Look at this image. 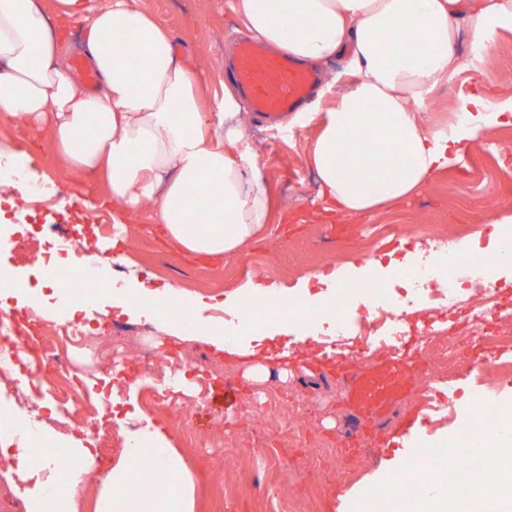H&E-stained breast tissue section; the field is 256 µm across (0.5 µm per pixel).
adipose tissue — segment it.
Here are the masks:
<instances>
[{
  "instance_id": "1",
  "label": "adipose tissue",
  "mask_w": 512,
  "mask_h": 512,
  "mask_svg": "<svg viewBox=\"0 0 512 512\" xmlns=\"http://www.w3.org/2000/svg\"><path fill=\"white\" fill-rule=\"evenodd\" d=\"M232 8L252 41L298 64L321 65L350 53L354 81L324 113L307 154L322 197L346 215L409 199L436 173L462 164L479 136L512 123V97L489 100L466 91L458 95L454 121L424 122L438 87L460 67L480 71L479 62L463 65L456 57L460 29H469L478 50L489 49L501 32L512 31V0H232ZM75 19L85 25L84 55L96 74L90 91L65 66ZM114 33L137 41L142 66H131L112 45ZM240 114L232 89L221 100L207 98L199 75L177 55L172 33L139 0H58L52 20L37 0H0V123L48 131L59 164L106 180V207L128 214L152 206L166 236L185 253L218 259L240 252L270 220L272 196L243 133L224 131ZM364 134L386 141L390 157L345 165L344 143ZM202 211L209 224L204 232L197 224ZM495 223L485 246L472 235L385 265L353 257L320 275L316 293L306 276L290 285L247 281L225 295L231 319L223 323L187 327L170 311L181 303L179 293L136 277L88 301L63 297L59 304L72 316L92 305L105 315L117 309L146 318L176 337L209 344L255 380L272 365L287 371L292 361L288 351L265 350L261 337L250 334L255 299H264L276 326L285 327L353 289L397 280L411 269L424 268L431 283L443 284L449 260L458 255L471 260L480 277L512 279V213ZM33 436L44 454L11 453ZM124 438L125 455L150 459L168 491L131 493L134 476L120 461L102 483L96 512H194L192 478L167 432L149 424ZM0 452L9 457L27 512H58L60 498L93 472V452L82 440L33 427L11 406H0ZM64 455L71 469L61 467Z\"/></svg>"
}]
</instances>
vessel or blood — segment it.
Returning <instances> with one entry per match:
<instances>
[{
  "instance_id": "obj_1",
  "label": "vessel or blood",
  "mask_w": 512,
  "mask_h": 512,
  "mask_svg": "<svg viewBox=\"0 0 512 512\" xmlns=\"http://www.w3.org/2000/svg\"><path fill=\"white\" fill-rule=\"evenodd\" d=\"M235 79L248 97L254 115L280 120L305 104L318 77L313 71L297 67L285 57L243 42L237 50ZM407 388L406 374L385 361L351 374L348 396L356 405L374 411L384 408Z\"/></svg>"
}]
</instances>
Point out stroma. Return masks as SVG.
I'll return each mask as SVG.
<instances>
[{"label": "stroma", "mask_w": 512, "mask_h": 512, "mask_svg": "<svg viewBox=\"0 0 512 512\" xmlns=\"http://www.w3.org/2000/svg\"><path fill=\"white\" fill-rule=\"evenodd\" d=\"M142 6L168 27L178 52L208 85L221 94L224 53L243 39L242 26L230 0H141ZM325 89L311 102L303 118L276 129L263 120L247 119V135L255 145V163L276 201L271 224L261 239L242 252L212 260L186 254L167 240L150 208L125 215L127 247L121 278L152 279L188 299H204L208 317L224 315L218 301L247 279L291 284L304 275L342 265L359 253L388 262L391 256L415 252L421 244H445L469 230L488 242L495 211L512 210V125L477 138L462 165L435 175L427 187L404 203L385 205L363 215L342 216L326 210L318 183L307 164L308 146L323 112L352 81L348 56L324 66ZM468 91L492 100L512 97V32H503L489 50L480 76L457 74L433 94L427 117L438 123L452 120L456 96ZM0 141L32 155L38 171L52 183L51 193L7 208L10 233L0 236V266L10 272L32 270L33 262L19 250L23 235L48 222L84 224L94 229L101 246L113 239L110 210L97 202L107 192L94 175H75L58 167L47 132L31 134L0 124ZM404 228L395 239L384 227ZM491 288L496 308L477 313L475 289L461 284L464 304L455 310H431L422 289L398 282L381 284L374 312L350 306L338 350L353 368L370 366L372 352L391 333H399V358L411 370L407 395L397 397L380 412H366L350 401L348 382L327 365L291 367L288 375L270 368L261 384L248 383L243 370L226 364L203 342L169 337L158 325L94 308L77 313L96 333L108 335L112 323L130 326L145 346L180 350L196 369L179 378L181 394L191 396L197 409L181 423L175 406L148 399L153 383L148 375L129 368L122 391L107 404L97 399L106 374L87 380L70 392L65 408L86 414L98 408L101 424L79 437L96 450L98 477L80 489V512H95L100 476L123 455L121 427L148 424L169 431L194 480V512H365L357 487L372 481L378 495L399 487L405 474L393 464L410 457L411 449L437 453L447 460L452 441L480 422L473 397L490 384L491 398L512 405V347L499 345L512 336V282L499 278ZM463 335L453 367L429 355L425 337L433 344ZM365 430L357 444L343 446L341 438L356 424Z\"/></svg>", "instance_id": "stroma-1"}]
</instances>
